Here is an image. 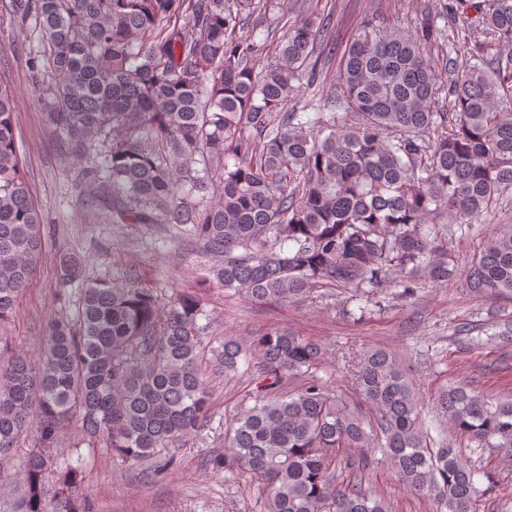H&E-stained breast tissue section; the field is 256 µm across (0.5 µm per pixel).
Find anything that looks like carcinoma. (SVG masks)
<instances>
[{"label": "carcinoma", "instance_id": "cac0c4a2", "mask_svg": "<svg viewBox=\"0 0 512 512\" xmlns=\"http://www.w3.org/2000/svg\"><path fill=\"white\" fill-rule=\"evenodd\" d=\"M38 27L31 79L50 70L47 120L80 168L87 215L112 224H172L215 259L196 290L165 299L130 272L97 279L49 318L34 354L0 335V460L37 424L23 462L18 512H85L82 458L46 482L69 420L80 444L166 470L169 449L212 426L202 365L251 375L254 405L224 430L227 478L245 474L264 512H392L366 485L381 454L436 512H476L478 472L437 447L400 363L382 350L358 359L367 412L319 375L320 346L286 331L250 345L207 339L203 296L301 303L350 288L360 316L390 276L403 294L416 275L458 274L435 244L439 224H472L512 191V0L447 7L467 32L465 59L438 70L423 47L441 31L359 25L334 94L318 83L329 23L303 22L255 69L257 45L235 28L255 0H10ZM325 111L289 112L302 90ZM447 91L448 105H440ZM354 112L359 122L347 126ZM51 227L31 196L16 135V101L0 82V326L30 287ZM84 260L59 257V287ZM472 293L512 296V224L488 236L463 273ZM440 407L479 448L512 449V398L452 386Z\"/></svg>", "mask_w": 512, "mask_h": 512}]
</instances>
